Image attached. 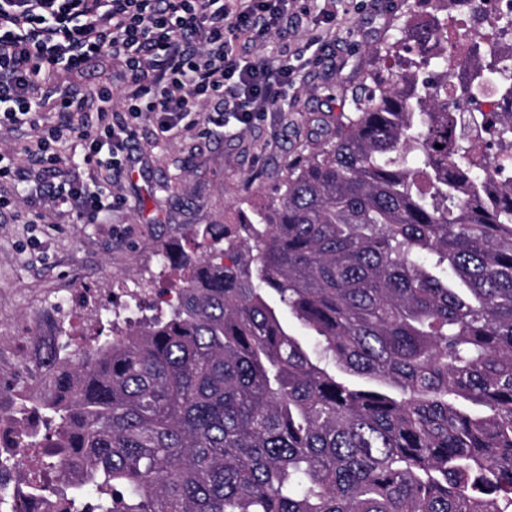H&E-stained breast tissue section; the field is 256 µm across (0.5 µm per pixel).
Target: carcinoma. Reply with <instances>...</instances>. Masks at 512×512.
<instances>
[{"label": "carcinoma", "mask_w": 512, "mask_h": 512, "mask_svg": "<svg viewBox=\"0 0 512 512\" xmlns=\"http://www.w3.org/2000/svg\"><path fill=\"white\" fill-rule=\"evenodd\" d=\"M430 33L371 50L394 64L235 230L191 229L226 247L162 251L165 315L42 342L54 400L19 447L54 449L64 512H512V181L475 154L512 150V112H459L512 71L403 66Z\"/></svg>", "instance_id": "obj_1"}]
</instances>
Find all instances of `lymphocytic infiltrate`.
I'll return each instance as SVG.
<instances>
[{
    "label": "lymphocytic infiltrate",
    "instance_id": "f902f5d3",
    "mask_svg": "<svg viewBox=\"0 0 512 512\" xmlns=\"http://www.w3.org/2000/svg\"><path fill=\"white\" fill-rule=\"evenodd\" d=\"M310 14L309 0H0V123L39 129L23 151L47 175L26 195L22 217L37 224L46 208L67 205L80 223H98L133 163L143 117L166 138L213 98L224 106L205 120L218 128L228 112L245 127L274 110L294 67L287 52L262 48L268 36L287 39ZM108 61L122 68V111H113L116 95L103 86L79 97L60 92V73L79 77ZM79 100L99 102L94 126L77 112ZM52 111L67 114V123L45 124ZM68 141L95 167L92 183L51 181L62 161L57 146Z\"/></svg>",
    "mask_w": 512,
    "mask_h": 512
}]
</instances>
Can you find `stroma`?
Returning a JSON list of instances; mask_svg holds the SVG:
<instances>
[{
    "label": "stroma",
    "instance_id": "obj_1",
    "mask_svg": "<svg viewBox=\"0 0 512 512\" xmlns=\"http://www.w3.org/2000/svg\"><path fill=\"white\" fill-rule=\"evenodd\" d=\"M411 0H321L291 42L302 48L328 17L336 37L313 61L298 59V78L285 86L277 111L249 126L221 130L204 123L171 139H158L152 120H142L135 162L116 193L122 198L103 223L82 224L70 207L57 208L47 224H24L15 210H0V410L14 409L31 370L36 336L65 331L81 349L101 329L107 308L133 319V291L150 288L173 296L182 271L162 262L165 242H179L192 256L207 240L192 227L231 224L245 200L263 197L285 174L290 160L348 111L343 89L362 83L369 51L382 38L398 37ZM73 290L96 295L99 306L60 312L55 299Z\"/></svg>",
    "mask_w": 512,
    "mask_h": 512
}]
</instances>
